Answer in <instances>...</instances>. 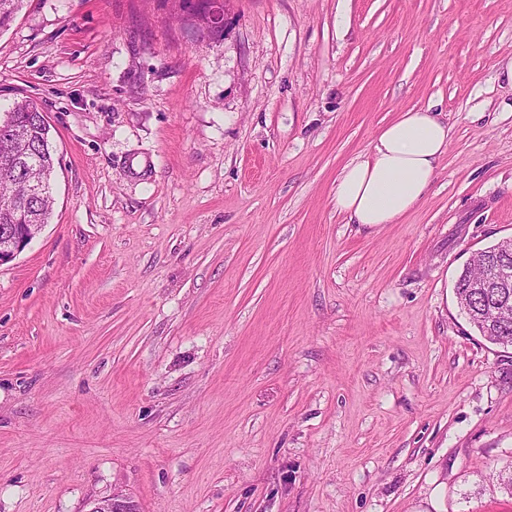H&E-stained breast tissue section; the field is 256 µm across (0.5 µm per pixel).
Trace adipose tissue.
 Masks as SVG:
<instances>
[{"label":"adipose tissue","mask_w":512,"mask_h":512,"mask_svg":"<svg viewBox=\"0 0 512 512\" xmlns=\"http://www.w3.org/2000/svg\"><path fill=\"white\" fill-rule=\"evenodd\" d=\"M448 138L447 125L431 109L398 113L381 128L369 153L338 176V212L352 224L398 223L428 192Z\"/></svg>","instance_id":"obj_1"}]
</instances>
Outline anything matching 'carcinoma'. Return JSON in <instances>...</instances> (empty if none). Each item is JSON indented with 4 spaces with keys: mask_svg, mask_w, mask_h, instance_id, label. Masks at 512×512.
I'll list each match as a JSON object with an SVG mask.
<instances>
[{
    "mask_svg": "<svg viewBox=\"0 0 512 512\" xmlns=\"http://www.w3.org/2000/svg\"><path fill=\"white\" fill-rule=\"evenodd\" d=\"M172 3L173 16L196 28L202 34L217 38L223 32L207 25V12L215 0H162ZM24 0H0V32L10 28ZM56 150L48 135L46 120L36 103L30 99L16 101L0 110V227L5 224H47L52 214L53 197L32 184L55 173ZM512 267V252L499 245L489 246L472 256L459 274L454 290L461 309L479 335L492 344L512 346V319L485 328L486 308L509 292L492 286L482 293L468 288L470 279L483 266Z\"/></svg>",
    "mask_w": 512,
    "mask_h": 512,
    "instance_id": "cac0c4a2",
    "label": "carcinoma"
}]
</instances>
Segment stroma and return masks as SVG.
Listing matches in <instances>:
<instances>
[{"label": "stroma", "instance_id": "1", "mask_svg": "<svg viewBox=\"0 0 512 512\" xmlns=\"http://www.w3.org/2000/svg\"><path fill=\"white\" fill-rule=\"evenodd\" d=\"M26 0L0 107L59 158L0 265V512H512V346L458 306L512 238V0ZM449 143L396 224L336 179L396 113ZM163 4L172 2L173 4V16L179 19L182 23L190 25L196 28L202 34H206L208 37H222L224 29L222 31H213L207 24V12L212 6L213 2L218 0H159ZM203 24H206L203 26ZM88 512H136L134 500L123 494L122 491H113L112 494L95 499Z\"/></svg>", "mask_w": 512, "mask_h": 512}]
</instances>
